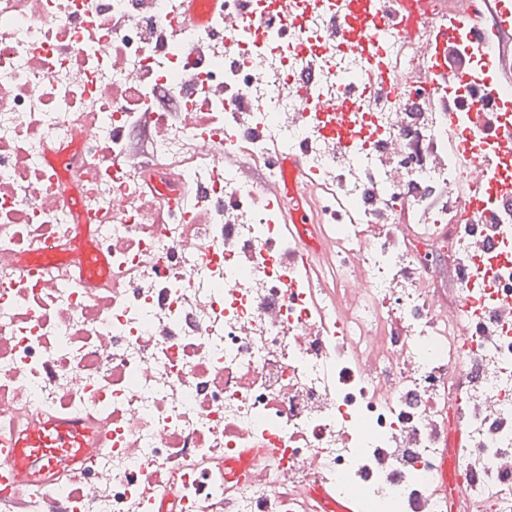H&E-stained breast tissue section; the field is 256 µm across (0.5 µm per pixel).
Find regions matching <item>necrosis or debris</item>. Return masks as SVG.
I'll use <instances>...</instances> for the list:
<instances>
[{
    "label": "necrosis or debris",
    "mask_w": 512,
    "mask_h": 512,
    "mask_svg": "<svg viewBox=\"0 0 512 512\" xmlns=\"http://www.w3.org/2000/svg\"><path fill=\"white\" fill-rule=\"evenodd\" d=\"M251 7L254 22L216 11L193 29L168 0H0V436L35 411L112 434L111 454L22 482L23 499L330 512L300 503L331 486L363 512H512V109L496 106L493 133L473 120L475 64L436 108L348 112L336 150L332 101L305 97L296 69L324 51L323 13L299 0L297 44L277 0ZM371 59L341 51L319 81L370 80ZM452 121L495 160L472 171L489 179L480 224L453 193ZM288 154L340 213L336 257L311 277L248 173L280 181ZM427 203L432 220L394 224ZM436 251L456 294L443 308ZM245 448L275 465L219 471Z\"/></svg>",
    "instance_id": "1"
}]
</instances>
